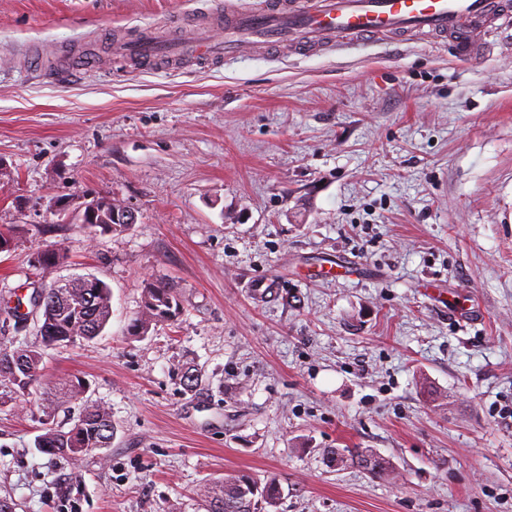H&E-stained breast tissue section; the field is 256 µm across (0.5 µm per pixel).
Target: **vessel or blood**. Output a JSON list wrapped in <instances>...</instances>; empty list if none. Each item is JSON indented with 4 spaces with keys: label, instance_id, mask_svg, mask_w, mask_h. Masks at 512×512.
I'll use <instances>...</instances> for the list:
<instances>
[{
    "label": "vessel or blood",
    "instance_id": "b4317fda",
    "mask_svg": "<svg viewBox=\"0 0 512 512\" xmlns=\"http://www.w3.org/2000/svg\"><path fill=\"white\" fill-rule=\"evenodd\" d=\"M512 13V0H263L260 9L224 6L220 36L203 30L207 14L182 13L162 35L146 26L118 44L141 66H156L171 51L185 49L197 62L216 65L261 45L275 49L327 50L368 39L423 35L449 42L459 57L476 54L477 36H490L497 20Z\"/></svg>",
    "mask_w": 512,
    "mask_h": 512
}]
</instances>
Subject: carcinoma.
I'll return each instance as SVG.
<instances>
[{
    "label": "carcinoma",
    "instance_id": "carcinoma-1",
    "mask_svg": "<svg viewBox=\"0 0 512 512\" xmlns=\"http://www.w3.org/2000/svg\"><path fill=\"white\" fill-rule=\"evenodd\" d=\"M93 220L88 229L102 228L114 237L125 235L137 217L118 224L112 219L115 200L100 197L90 201ZM66 253L60 248L44 249L38 254L43 267L62 263ZM46 298L41 306L42 324L39 327L40 346L20 345L14 349L0 347V387L6 393L29 395L43 388V349L68 347L88 343L105 329L112 316L111 290L102 281L96 287L84 288L78 283L69 288L53 285L44 289ZM181 303L175 289L165 284H150L145 288L141 309L131 320L134 336H145L151 327L176 320ZM87 389L79 377L57 383L44 392L53 408L67 409L77 401H85L83 411L67 428L48 424L35 445L54 459L76 460L94 449L112 445L114 427L110 410L85 400ZM332 460L345 467L355 465L367 473L383 477L392 472L388 459L370 449L354 448L331 451ZM280 483L270 478L258 482L243 472L226 473L199 489L198 496L206 512H266L275 508L281 499Z\"/></svg>",
    "mask_w": 512,
    "mask_h": 512
}]
</instances>
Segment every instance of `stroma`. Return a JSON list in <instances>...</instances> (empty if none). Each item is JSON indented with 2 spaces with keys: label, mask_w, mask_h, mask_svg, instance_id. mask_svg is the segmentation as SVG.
<instances>
[{
  "label": "stroma",
  "mask_w": 512,
  "mask_h": 512,
  "mask_svg": "<svg viewBox=\"0 0 512 512\" xmlns=\"http://www.w3.org/2000/svg\"><path fill=\"white\" fill-rule=\"evenodd\" d=\"M224 1L0 0V347L38 342L36 290L102 280L108 325L47 350L44 379H84L114 427L108 453L58 461L39 396L0 403V495L199 512L200 485L247 471L279 479L276 512H512V23L468 62L417 37L219 67L112 54ZM88 49L102 66L68 73ZM97 197L136 212L127 234L74 223ZM52 247L66 263L39 267ZM150 283L183 313L137 339ZM330 454L334 462L341 464L340 468L347 465H356L367 473L378 477L389 475L392 472L390 461L370 449L354 448L340 450L336 448Z\"/></svg>",
  "instance_id": "1"
}]
</instances>
